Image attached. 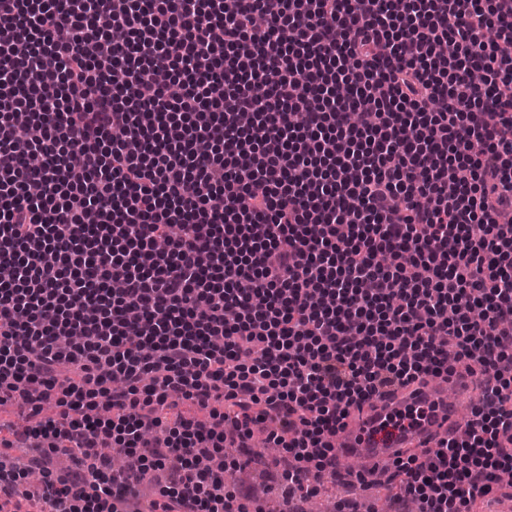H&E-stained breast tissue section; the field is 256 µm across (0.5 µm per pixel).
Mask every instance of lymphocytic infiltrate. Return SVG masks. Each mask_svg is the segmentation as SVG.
Segmentation results:
<instances>
[{
	"label": "lymphocytic infiltrate",
	"instance_id": "1",
	"mask_svg": "<svg viewBox=\"0 0 512 512\" xmlns=\"http://www.w3.org/2000/svg\"><path fill=\"white\" fill-rule=\"evenodd\" d=\"M0 268V407L32 421L0 447L46 449L0 512H120L153 470L148 512H250L224 451L254 426L305 493L349 408L461 363L491 385L468 434L394 465L420 512H483L512 471V0H0Z\"/></svg>",
	"mask_w": 512,
	"mask_h": 512
}]
</instances>
